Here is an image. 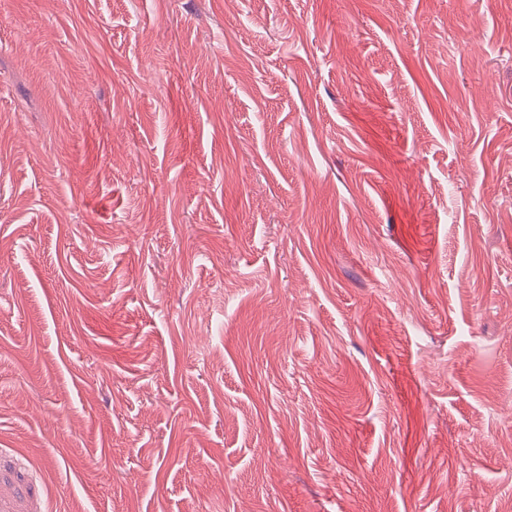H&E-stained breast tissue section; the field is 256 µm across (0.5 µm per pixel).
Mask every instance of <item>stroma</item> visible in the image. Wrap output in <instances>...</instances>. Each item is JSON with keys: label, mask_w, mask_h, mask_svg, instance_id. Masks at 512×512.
<instances>
[{"label": "stroma", "mask_w": 512, "mask_h": 512, "mask_svg": "<svg viewBox=\"0 0 512 512\" xmlns=\"http://www.w3.org/2000/svg\"><path fill=\"white\" fill-rule=\"evenodd\" d=\"M0 512H512V0H0Z\"/></svg>", "instance_id": "obj_1"}]
</instances>
